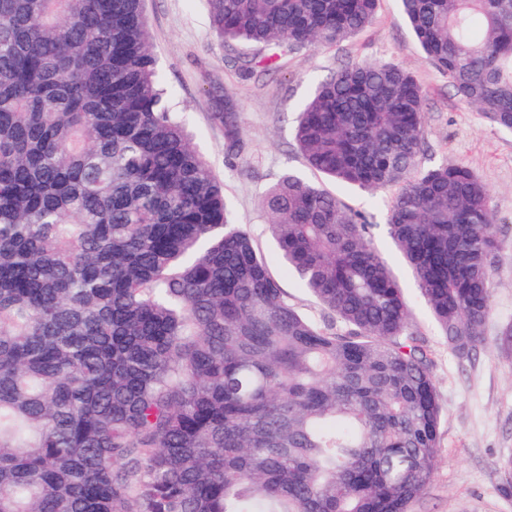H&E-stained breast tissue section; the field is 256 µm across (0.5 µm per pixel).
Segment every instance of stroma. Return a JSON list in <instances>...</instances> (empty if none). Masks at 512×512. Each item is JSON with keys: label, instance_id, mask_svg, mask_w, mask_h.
<instances>
[{"label": "stroma", "instance_id": "35a3bbf8", "mask_svg": "<svg viewBox=\"0 0 512 512\" xmlns=\"http://www.w3.org/2000/svg\"><path fill=\"white\" fill-rule=\"evenodd\" d=\"M143 9L172 109L223 181L235 223L251 231L290 303L308 317H322L324 310L280 265L266 232L270 217L261 206L262 194L284 175L298 174L337 192L379 224L386 196L337 188L307 168L293 135L299 108L314 84L351 61L380 59L415 75L426 95L421 166L448 162L471 168L489 190L504 246L490 268L485 344L475 360L462 365L449 353L402 258L386 237L377 239L404 288L410 328L427 346L441 407L434 471L408 512H512V469L505 466L512 459V352L494 344L512 324V132L493 126L455 95L418 45L399 0H378L373 23L350 40L301 49L279 71L257 77L233 66L234 58L252 55L254 48L228 47L216 37L207 0H143ZM212 82L230 89L238 101L243 142L238 155L227 154L224 128L212 117L206 94Z\"/></svg>", "mask_w": 512, "mask_h": 512}]
</instances>
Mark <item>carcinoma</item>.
Instances as JSON below:
<instances>
[{
  "instance_id": "obj_1",
  "label": "carcinoma",
  "mask_w": 512,
  "mask_h": 512,
  "mask_svg": "<svg viewBox=\"0 0 512 512\" xmlns=\"http://www.w3.org/2000/svg\"><path fill=\"white\" fill-rule=\"evenodd\" d=\"M456 95L512 132V0H399ZM378 0H209L275 69L368 27ZM227 148L235 98L213 86ZM142 0H0V512H407L440 404L383 227L460 360L501 246L463 164L419 168L425 94L357 61L294 137L335 182L395 190L386 224L290 174L262 195L300 314L168 106Z\"/></svg>"
}]
</instances>
